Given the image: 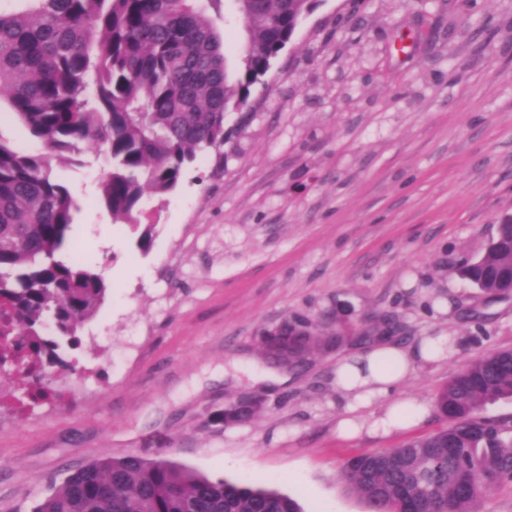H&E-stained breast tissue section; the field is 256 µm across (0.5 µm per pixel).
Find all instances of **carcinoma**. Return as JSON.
<instances>
[{
	"label": "carcinoma",
	"instance_id": "1",
	"mask_svg": "<svg viewBox=\"0 0 512 512\" xmlns=\"http://www.w3.org/2000/svg\"><path fill=\"white\" fill-rule=\"evenodd\" d=\"M0 9V100L44 152L26 155L0 138V301L38 371L60 367L78 331L105 300L102 276L67 247L75 201L53 177L57 163L104 151L112 170L102 198L114 220L136 223L146 193L165 195L198 155L228 141V115L269 70L315 0H234L246 44L234 76L219 21L223 0H18ZM512 264V219L497 224L486 252L461 275L492 299L508 298L493 272ZM288 354L326 346L327 332L295 316L266 333ZM29 405L63 395L32 388ZM512 349L471 361L435 394L448 420L393 448L347 459L342 475L370 512H479L484 493L512 483ZM33 512H302L294 498L242 481L210 479L138 452L75 468Z\"/></svg>",
	"mask_w": 512,
	"mask_h": 512
}]
</instances>
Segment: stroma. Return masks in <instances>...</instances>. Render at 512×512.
<instances>
[{"label": "stroma", "mask_w": 512, "mask_h": 512, "mask_svg": "<svg viewBox=\"0 0 512 512\" xmlns=\"http://www.w3.org/2000/svg\"><path fill=\"white\" fill-rule=\"evenodd\" d=\"M198 156L137 223L112 220L108 154L56 166L77 202L70 237L107 291L74 349L77 392L0 412V512H32L68 473L135 451L295 498L368 512L340 476L407 433H336L335 353L264 382L263 335L293 316L397 341L457 340L405 394L433 401L472 359L512 347V299L459 274L512 215V0H316ZM259 394L242 424L216 414Z\"/></svg>", "instance_id": "stroma-1"}]
</instances>
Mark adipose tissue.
Wrapping results in <instances>:
<instances>
[{
  "label": "adipose tissue",
  "instance_id": "adipose-tissue-1",
  "mask_svg": "<svg viewBox=\"0 0 512 512\" xmlns=\"http://www.w3.org/2000/svg\"><path fill=\"white\" fill-rule=\"evenodd\" d=\"M451 348L445 336H429L412 347L381 339L368 348L341 357L334 383L343 412L337 421L340 435L353 438L362 431L390 433L409 430L431 413L430 406L415 397L400 396L401 386L423 365L446 360ZM385 401L383 411L364 417L362 409Z\"/></svg>",
  "mask_w": 512,
  "mask_h": 512
}]
</instances>
